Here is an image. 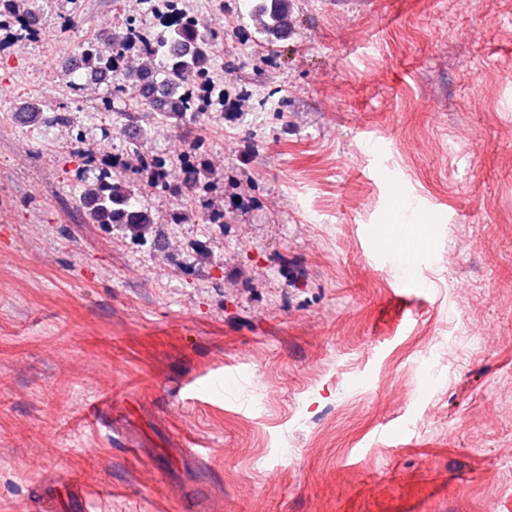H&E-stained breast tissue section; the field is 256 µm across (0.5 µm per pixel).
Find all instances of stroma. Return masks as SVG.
Wrapping results in <instances>:
<instances>
[{"label":"stroma","instance_id":"35a3bbf8","mask_svg":"<svg viewBox=\"0 0 512 512\" xmlns=\"http://www.w3.org/2000/svg\"><path fill=\"white\" fill-rule=\"evenodd\" d=\"M239 3L182 0L248 98L194 126L224 221L150 188L143 239L79 203L82 141L107 125L123 153L134 105L100 111L57 64L162 0H38L42 36L0 46V117L77 115L0 127V512H507L512 0H290L272 46ZM136 130L182 149L152 113ZM395 186L398 223L445 215L410 265L375 230ZM65 112L61 109H55L45 101L25 102L16 109L18 117L26 128L38 127L55 120H62V114Z\"/></svg>","mask_w":512,"mask_h":512}]
</instances>
